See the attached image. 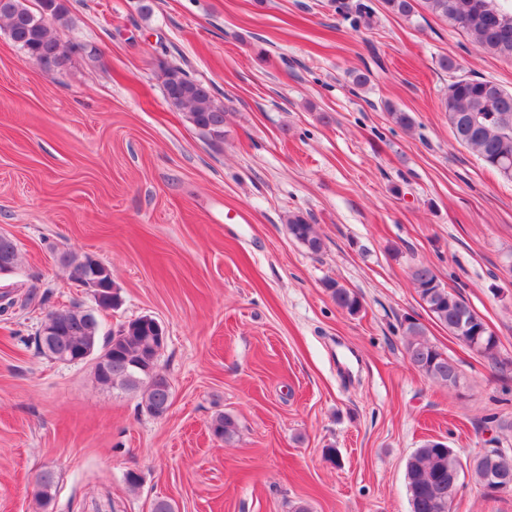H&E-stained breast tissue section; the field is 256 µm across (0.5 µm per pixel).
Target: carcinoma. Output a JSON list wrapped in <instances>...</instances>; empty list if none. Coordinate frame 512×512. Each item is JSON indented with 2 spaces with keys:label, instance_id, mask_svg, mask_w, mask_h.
Returning a JSON list of instances; mask_svg holds the SVG:
<instances>
[{
  "label": "carcinoma",
  "instance_id": "1",
  "mask_svg": "<svg viewBox=\"0 0 512 512\" xmlns=\"http://www.w3.org/2000/svg\"><path fill=\"white\" fill-rule=\"evenodd\" d=\"M496 0H383L391 13L410 19L421 4L432 15L466 30L482 51L512 59V9L495 5ZM63 0H38V10L32 11L26 0H0V20L4 21L10 39L35 63L48 71L61 68L72 48L61 43L51 24L64 19ZM164 96L168 105L186 113L190 123L214 143L224 139V106L217 103L211 89L191 78L180 68L165 73ZM448 112V125L455 140L471 149L488 168L512 180V91L495 81L480 77L456 76L448 83L443 102ZM389 120L410 129L412 115L392 104L386 105ZM292 237L312 254L323 250V242L303 215L288 218ZM0 258L18 264V247L7 235L0 236ZM410 281L434 320L448 333L462 340L479 355L496 365L499 340L495 333L484 331L485 321L466 300L443 285L433 265L419 261L409 269ZM324 287L336 306L351 315L362 309L359 295L339 281L329 279ZM48 314L60 319L64 334L49 350L41 347L40 336L34 337L38 353L56 362L67 361L75 347L90 336V321L78 307L54 309ZM152 322L139 317L124 324L98 345L104 361L94 368L99 384L118 386L138 394L140 405L154 417L163 416L171 404V385L157 371L164 345L155 340ZM405 354L410 364L429 380L449 389L458 386L461 378L458 365L426 339L425 327L412 318L404 320ZM213 435L229 441L238 432V423L230 415L220 414L211 422ZM461 468V459L446 443L428 440L418 448L406 464V488L411 512H448L457 496L459 485H450L448 475ZM490 461L480 455L473 459L472 470L477 481L490 496L488 470ZM55 492L51 473L43 477L41 489L35 493L40 508H46Z\"/></svg>",
  "mask_w": 512,
  "mask_h": 512
}]
</instances>
